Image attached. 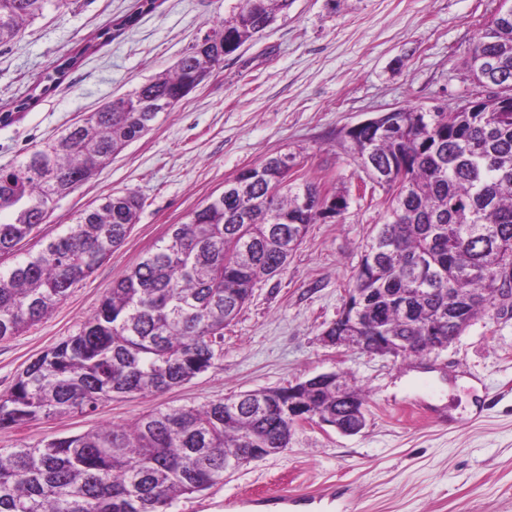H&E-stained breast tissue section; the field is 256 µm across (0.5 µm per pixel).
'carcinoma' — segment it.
Wrapping results in <instances>:
<instances>
[{
    "label": "carcinoma",
    "mask_w": 512,
    "mask_h": 512,
    "mask_svg": "<svg viewBox=\"0 0 512 512\" xmlns=\"http://www.w3.org/2000/svg\"><path fill=\"white\" fill-rule=\"evenodd\" d=\"M69 0H0V47L25 23ZM292 0H241L238 11L171 71L104 104L0 168V342L37 325L70 290L120 247L143 207L134 192L109 195L55 234L43 232L51 206L72 193L161 112L179 104L201 76L261 36ZM469 56L478 86L512 83V9L499 10ZM354 162L402 181L379 183L386 214L348 286L359 307L328 335L395 336L401 358L433 336H455L451 313L475 320L495 309L512 318V112L493 98L481 111L407 106L345 132ZM405 173L394 172L399 159ZM282 155L240 173L112 284L77 332L33 359L0 393V430L70 413H92L114 397L164 393L218 365L224 327L254 286L279 274L309 225L325 217L313 182L280 179ZM40 235L39 249L22 244ZM295 400L354 433L366 425V395L337 376L294 394L281 388L157 410L35 445L0 448V512H170L182 496L224 484V475L259 453L288 448Z\"/></svg>",
    "instance_id": "obj_1"
}]
</instances>
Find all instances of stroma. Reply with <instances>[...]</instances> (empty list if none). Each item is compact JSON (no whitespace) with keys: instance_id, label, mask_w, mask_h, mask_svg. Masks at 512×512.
<instances>
[{"instance_id":"35a3bbf8","label":"stroma","mask_w":512,"mask_h":512,"mask_svg":"<svg viewBox=\"0 0 512 512\" xmlns=\"http://www.w3.org/2000/svg\"><path fill=\"white\" fill-rule=\"evenodd\" d=\"M70 0L0 47V167L36 143L172 68L232 16L240 0ZM499 0H293L111 165L57 201L58 230L112 194L144 200L125 242L45 319L0 342V392L70 336L106 291L226 181L273 153L301 160L293 177L346 196V211L310 225L286 268L256 285L224 330L217 368L169 392L104 401L89 415L0 430V447L85 433L159 409L199 406L336 372L369 392L366 426L343 435L295 427L283 452L181 497L174 512L270 494L315 496L309 512H512V319L486 314L440 354L399 361L325 346L385 195L362 193L347 128L402 106L454 107L477 86L464 60ZM138 23L115 32L117 22ZM77 64L56 85L48 74Z\"/></svg>"}]
</instances>
